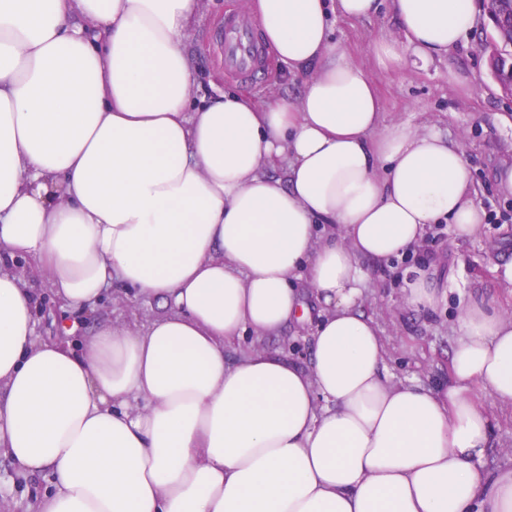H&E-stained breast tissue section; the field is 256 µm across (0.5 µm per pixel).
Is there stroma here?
I'll return each mask as SVG.
<instances>
[{"instance_id": "35a3bbf8", "label": "stroma", "mask_w": 512, "mask_h": 512, "mask_svg": "<svg viewBox=\"0 0 512 512\" xmlns=\"http://www.w3.org/2000/svg\"><path fill=\"white\" fill-rule=\"evenodd\" d=\"M478 23L448 56L427 66L386 68L373 52V39L382 31L397 30V19L389 0H382L378 13L369 20L336 19L333 36L347 48L352 61L374 80L387 122H408L434 127L465 153L477 203L496 212L495 222L482 225L471 240L461 242L449 232L416 246L415 254L435 263L436 284L446 291L443 303L430 314L408 307L402 297L405 265L389 264L376 274L365 290L363 309L379 328L388 351V369L395 379L433 385L447 380L449 353L456 341L457 323L464 298L483 295L500 300L512 313V285L502 282L494 266L512 261V196L500 192L499 170L512 164V102L501 98L483 54L490 34L486 2L474 0ZM247 0H202L201 15L194 36L186 43L201 85L219 81L228 92H243L254 100L274 96L297 97L304 74L281 82L273 63H266V76L256 84L225 75L214 48L219 24L230 11L247 8ZM34 313L35 335L40 340L64 336V324L78 322V335L92 334L103 322L135 321L146 328L166 309L152 298L115 302L104 295L95 312L78 316L63 308L49 288ZM316 317L285 328L275 336L246 332L227 360L254 349L280 352L301 367L311 364V337ZM492 420L490 446L485 463L496 469L512 465V406L485 398ZM47 474L19 477L16 466L0 457V505L6 512H32L34 500L46 492Z\"/></svg>"}]
</instances>
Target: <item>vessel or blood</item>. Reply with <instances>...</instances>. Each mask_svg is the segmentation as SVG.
Here are the masks:
<instances>
[{
	"label": "vessel or blood",
	"instance_id": "obj_1",
	"mask_svg": "<svg viewBox=\"0 0 512 512\" xmlns=\"http://www.w3.org/2000/svg\"><path fill=\"white\" fill-rule=\"evenodd\" d=\"M219 40L226 74L253 82L262 80L268 50L251 21L237 13L226 15Z\"/></svg>",
	"mask_w": 512,
	"mask_h": 512
}]
</instances>
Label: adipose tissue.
<instances>
[{"label":"adipose tissue","mask_w":512,"mask_h":512,"mask_svg":"<svg viewBox=\"0 0 512 512\" xmlns=\"http://www.w3.org/2000/svg\"><path fill=\"white\" fill-rule=\"evenodd\" d=\"M201 0H0V456L54 489L34 512H512L485 469L489 395L512 405V320L468 298L446 385L394 380L362 310L369 263L432 225L486 214L463 150L386 124L332 16L380 0H251L297 98L213 86L184 43ZM387 67L429 64L475 27L474 0H392ZM283 167L284 180L268 174ZM431 266L403 288L436 309ZM321 310L309 369L256 349ZM91 312L112 286L164 301L146 330L35 337L37 287Z\"/></svg>","instance_id":"obj_1"}]
</instances>
